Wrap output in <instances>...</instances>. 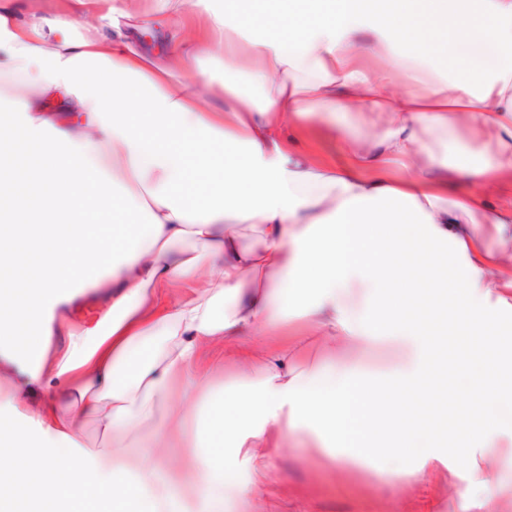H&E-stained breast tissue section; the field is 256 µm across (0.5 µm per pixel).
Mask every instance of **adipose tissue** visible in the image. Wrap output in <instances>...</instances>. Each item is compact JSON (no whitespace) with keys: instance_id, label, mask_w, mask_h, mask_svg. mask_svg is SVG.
Wrapping results in <instances>:
<instances>
[{"instance_id":"obj_1","label":"adipose tissue","mask_w":512,"mask_h":512,"mask_svg":"<svg viewBox=\"0 0 512 512\" xmlns=\"http://www.w3.org/2000/svg\"><path fill=\"white\" fill-rule=\"evenodd\" d=\"M156 2L163 57L76 27L145 26L125 0H0V73L36 90L0 97V512L119 505L161 473L153 512H249L284 434L400 487L448 468L501 512L512 270L469 228L512 224L488 202L512 182V0ZM79 280L109 304L82 330Z\"/></svg>"}]
</instances>
